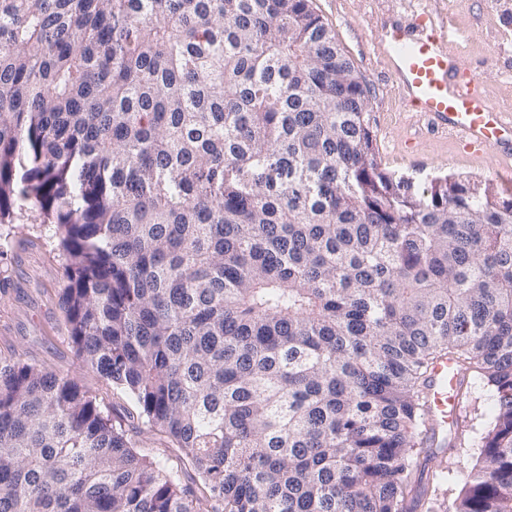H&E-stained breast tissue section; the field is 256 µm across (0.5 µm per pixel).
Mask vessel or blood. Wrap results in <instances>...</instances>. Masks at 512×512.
Returning a JSON list of instances; mask_svg holds the SVG:
<instances>
[{"label": "vessel or blood", "instance_id": "1", "mask_svg": "<svg viewBox=\"0 0 512 512\" xmlns=\"http://www.w3.org/2000/svg\"><path fill=\"white\" fill-rule=\"evenodd\" d=\"M384 61L398 87L431 128L465 146H497L508 166L500 179L512 183V113L493 106L481 87L465 78L455 54L444 44V34L418 20L396 25L385 41ZM462 379L453 360L438 361L431 374L429 421L437 438L448 436L462 415L458 386Z\"/></svg>", "mask_w": 512, "mask_h": 512}]
</instances>
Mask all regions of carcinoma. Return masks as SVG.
<instances>
[{
    "mask_svg": "<svg viewBox=\"0 0 512 512\" xmlns=\"http://www.w3.org/2000/svg\"><path fill=\"white\" fill-rule=\"evenodd\" d=\"M368 108L312 0H0V224L126 397L0 355V512H435L442 357L496 399L451 512H512V200L394 182ZM136 440L139 441L140 445V448H137V450L141 453L154 457L162 464L171 463L170 459L174 453L172 448H167V446L171 445L165 436L155 434L154 432H145L143 435L136 437Z\"/></svg>",
    "mask_w": 512,
    "mask_h": 512,
    "instance_id": "carcinoma-1",
    "label": "carcinoma"
}]
</instances>
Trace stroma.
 I'll return each instance as SVG.
<instances>
[{
    "label": "stroma",
    "instance_id": "obj_1",
    "mask_svg": "<svg viewBox=\"0 0 512 512\" xmlns=\"http://www.w3.org/2000/svg\"><path fill=\"white\" fill-rule=\"evenodd\" d=\"M353 62L369 97L370 125L381 167L413 192L429 190L441 178L469 184L475 195L494 189L512 198V187L498 177L501 158L494 148L471 157L462 145L431 130L425 118L404 103L386 73L381 46L386 31L430 12L444 28L447 46L460 57L467 76L482 86L489 102L512 110V0H312ZM66 259L51 224L29 200L14 204L12 233L0 247V354L21 359L78 380L104 410L119 406L111 383L88 372L68 337L60 294ZM491 389L475 385L464 401L463 425L474 444L455 452L444 472V507H451L477 467L484 434L495 415Z\"/></svg>",
    "mask_w": 512,
    "mask_h": 512
}]
</instances>
